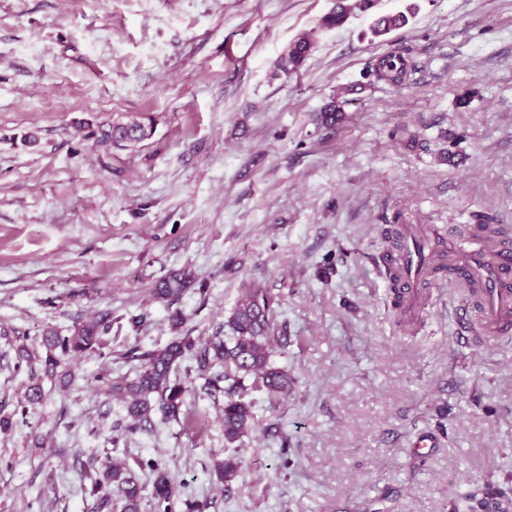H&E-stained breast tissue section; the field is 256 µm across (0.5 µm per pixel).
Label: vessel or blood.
Masks as SVG:
<instances>
[{
	"mask_svg": "<svg viewBox=\"0 0 512 512\" xmlns=\"http://www.w3.org/2000/svg\"><path fill=\"white\" fill-rule=\"evenodd\" d=\"M395 245L383 253L384 273L401 299V321L419 317L430 282V256L446 244L451 259L441 287L454 302V323L480 346L512 341V229L477 224L462 236L440 227L400 224Z\"/></svg>",
	"mask_w": 512,
	"mask_h": 512,
	"instance_id": "b4317fda",
	"label": "vessel or blood"
}]
</instances>
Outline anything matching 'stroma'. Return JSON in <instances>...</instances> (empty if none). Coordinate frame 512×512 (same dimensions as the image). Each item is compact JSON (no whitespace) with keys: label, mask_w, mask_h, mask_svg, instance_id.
Returning a JSON list of instances; mask_svg holds the SVG:
<instances>
[{"label":"stroma","mask_w":512,"mask_h":512,"mask_svg":"<svg viewBox=\"0 0 512 512\" xmlns=\"http://www.w3.org/2000/svg\"><path fill=\"white\" fill-rule=\"evenodd\" d=\"M332 0H0V512H94L88 472L155 460L175 512H512V343L458 335L430 286L409 326L379 259L393 224L512 225V0H378L323 30ZM405 12L386 38L379 14ZM298 72L276 62L299 34ZM403 52V85L373 77ZM335 126L316 114L339 92ZM152 117L140 147L106 155L76 132ZM37 131V147L22 135ZM190 269L179 301L154 283ZM264 288L294 384L273 399L246 377L249 433L225 443L222 400L188 388L180 421L116 439L125 420L101 372L132 376V344L164 346L173 313L191 336L222 329L243 286ZM106 357L43 379L26 406L43 332L99 310ZM289 439L280 455L272 429ZM435 446L417 455L421 437ZM242 462L231 486L218 461Z\"/></svg>","instance_id":"obj_1"}]
</instances>
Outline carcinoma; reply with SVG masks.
I'll list each match as a JSON object with an SVG mask.
<instances>
[{
	"label": "carcinoma",
	"instance_id": "cac0c4a2",
	"mask_svg": "<svg viewBox=\"0 0 512 512\" xmlns=\"http://www.w3.org/2000/svg\"><path fill=\"white\" fill-rule=\"evenodd\" d=\"M375 6V0H334L319 26L333 29L343 26L356 11L365 13ZM408 16L403 13L381 15L375 19L370 31L375 37L385 36L404 27ZM315 48V40L303 33L290 43L281 55L278 68L286 73L297 71ZM408 60L401 52H390L377 63L373 74L380 80L400 85L404 81ZM345 102L331 101L320 112L319 119L326 126H333L344 112ZM79 130L94 139L96 145L108 154L114 149L127 150L149 139L154 133L149 117H132L129 120L92 124L82 122ZM195 281L187 270H178L156 281L154 297L173 304ZM115 319L112 310L97 313L95 319L78 323L69 334L45 332L46 356L43 360L44 375L50 379L61 376L72 382V366L82 358L101 357L109 345ZM175 336L162 348L131 347L126 360L132 364L134 378L107 380L112 397L125 404L127 423L125 436L151 432L156 423L179 419L186 388L178 379L181 364L191 362L188 370L205 379L210 394H223L221 425L224 439L234 443L245 436L252 426L251 404L242 395V379L252 376L261 382L272 397L286 395L291 387L288 373L272 366L270 357L274 346L288 344L287 326L273 323L270 300L256 287L244 289L231 316L224 323L232 333L229 340L216 334L202 341L182 330L185 318L179 313L170 316ZM223 371L215 373V367ZM139 467L148 469L151 476V498L158 512H174L176 486L169 470L156 461H141ZM241 469V460L228 457L216 466V472L229 483ZM91 494L97 500V512H141L143 486L130 465L114 463L90 474Z\"/></svg>",
	"mask_w": 512,
	"mask_h": 512
}]
</instances>
